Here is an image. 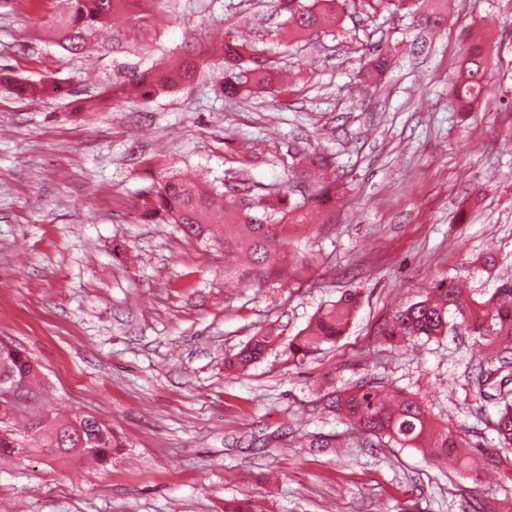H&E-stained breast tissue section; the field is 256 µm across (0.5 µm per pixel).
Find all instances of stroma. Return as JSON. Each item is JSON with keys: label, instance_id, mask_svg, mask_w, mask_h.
<instances>
[{"label": "stroma", "instance_id": "1", "mask_svg": "<svg viewBox=\"0 0 512 512\" xmlns=\"http://www.w3.org/2000/svg\"><path fill=\"white\" fill-rule=\"evenodd\" d=\"M347 0L335 26L288 34L273 0H171L151 51L73 56L55 43L66 0H0V78L54 77L64 95L31 101L0 81V342L39 365L17 424L92 412L131 445L111 464L0 456V512H512V484L433 464L422 451L364 436L326 396L365 382L407 393L438 425L496 447L504 385L472 383L485 338L451 320L445 335L391 346L381 330L434 283L489 298L512 279V0H442L432 27ZM491 26L485 98L458 112L449 93L462 37ZM265 50L298 75L275 102L220 91L209 52L224 40ZM193 45L196 80L146 104L108 100L113 83ZM381 45L390 66L366 89L361 67ZM90 98L91 112L74 109ZM333 157L340 199L321 223L294 224L284 252L313 250L299 281L224 285V250L172 224L134 218L147 175H242L287 189L298 157ZM493 253L498 265L479 260ZM358 311L336 344L291 361L289 340L346 291ZM275 344L242 375L226 357L252 336Z\"/></svg>", "mask_w": 512, "mask_h": 512}]
</instances>
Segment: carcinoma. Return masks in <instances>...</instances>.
<instances>
[{
  "label": "carcinoma",
  "mask_w": 512,
  "mask_h": 512,
  "mask_svg": "<svg viewBox=\"0 0 512 512\" xmlns=\"http://www.w3.org/2000/svg\"><path fill=\"white\" fill-rule=\"evenodd\" d=\"M165 0H68L66 11L55 18L53 30L59 45L72 55L83 53L88 39L110 25L112 17L123 14L137 34V46L142 48L156 40L159 24L156 9ZM338 0H315L309 6L305 0H275L279 12L287 15L288 33L304 36L338 17ZM490 46L484 35L475 31L467 37L461 52L451 94L458 111L466 112L481 101L490 78ZM224 67L222 92L237 96L247 88L273 98L286 96L293 85L278 78L268 56L257 48L235 39L222 47ZM199 55L186 53L176 59L153 65L133 75L129 83L112 86L113 100L136 98L147 102L160 92L185 85L196 77ZM389 66L388 54L380 46L369 50L364 63L365 82L374 84L384 78ZM17 95L26 99L49 97L58 91L52 77L38 82H13ZM138 220L144 224H175L184 236L204 243L236 241L246 253V261L224 255V280L238 288H251L268 282L272 277L294 279L309 270L317 261L312 252H297L277 267L271 260L279 238L288 233L292 224H307L311 210L307 199L290 200L282 191L259 193L247 178L224 182V190L203 188L186 181L175 173L160 178L148 177V184L139 194ZM357 308V295L347 292L322 308L288 343V358L296 361L343 336ZM453 313L473 333L489 337V343H500L499 362L506 364L512 356V285L504 284L486 300H461V292L453 284L440 281L432 293L395 312L383 328L382 335L399 343L412 337L441 336L448 330V313ZM275 341L270 334L252 337L233 356L224 360L231 373H245L259 362ZM26 378L31 383L38 378L36 365L21 351H11L0 344V384L7 386L12 379ZM327 408L341 415L367 436L387 437L403 447L428 452L434 460L448 458V449L457 447L452 430L434 425L424 407L414 398L403 396L387 403L371 384H362L342 393L328 395ZM14 405L0 403V454H12L17 448H30L56 456L69 454L91 457L106 463L112 450L126 447L112 426L91 413H77L61 422L38 419L27 432L17 434L10 429ZM495 431L497 448L470 446L467 456L473 469L497 468L501 480L512 482V468L502 467L503 454L512 452V402L505 400L498 407Z\"/></svg>",
  "instance_id": "obj_1"
}]
</instances>
